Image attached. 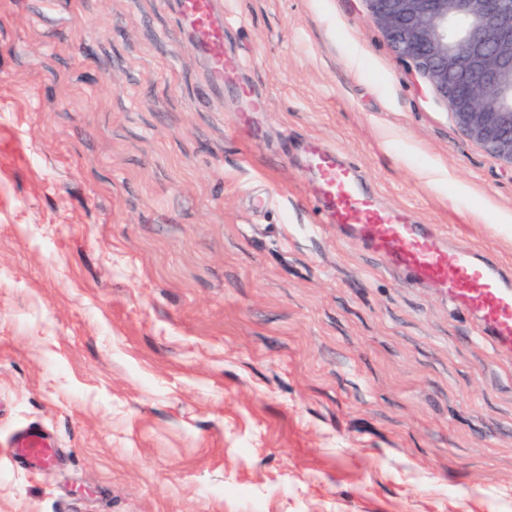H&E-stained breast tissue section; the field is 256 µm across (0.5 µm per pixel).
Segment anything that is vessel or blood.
<instances>
[{"label":"vessel or blood","instance_id":"b4317fda","mask_svg":"<svg viewBox=\"0 0 512 512\" xmlns=\"http://www.w3.org/2000/svg\"><path fill=\"white\" fill-rule=\"evenodd\" d=\"M178 14L183 30L207 59L213 81L224 82L242 69V61L225 52L224 25L216 19L214 0H179ZM300 149L322 223L340 226L349 239L386 256L406 279L441 289L471 318L481 342L512 353L511 273L480 251L441 248L433 225L383 206L360 167L336 149L314 138L304 140ZM13 445L16 459L35 461L42 470L55 459L54 444L43 428L21 429Z\"/></svg>","mask_w":512,"mask_h":512}]
</instances>
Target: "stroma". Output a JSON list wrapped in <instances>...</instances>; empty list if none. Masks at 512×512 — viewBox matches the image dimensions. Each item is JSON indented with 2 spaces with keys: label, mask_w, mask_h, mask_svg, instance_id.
<instances>
[{
  "label": "stroma",
  "mask_w": 512,
  "mask_h": 512,
  "mask_svg": "<svg viewBox=\"0 0 512 512\" xmlns=\"http://www.w3.org/2000/svg\"><path fill=\"white\" fill-rule=\"evenodd\" d=\"M216 8L221 88L163 0H0V512H512V355L312 232L297 146L507 270L512 169L365 0ZM14 456L24 462L34 460L39 469L46 470L55 459V447L47 432L37 426L18 431L13 439Z\"/></svg>",
  "instance_id": "35a3bbf8"
}]
</instances>
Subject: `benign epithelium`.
<instances>
[{
    "instance_id": "obj_1",
    "label": "benign epithelium",
    "mask_w": 512,
    "mask_h": 512,
    "mask_svg": "<svg viewBox=\"0 0 512 512\" xmlns=\"http://www.w3.org/2000/svg\"><path fill=\"white\" fill-rule=\"evenodd\" d=\"M473 141L512 168V0H365Z\"/></svg>"
}]
</instances>
